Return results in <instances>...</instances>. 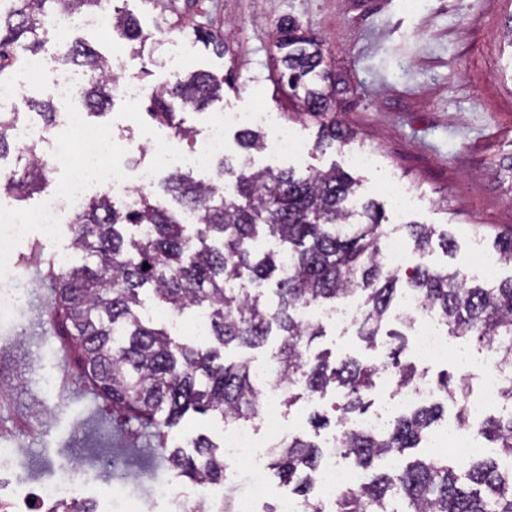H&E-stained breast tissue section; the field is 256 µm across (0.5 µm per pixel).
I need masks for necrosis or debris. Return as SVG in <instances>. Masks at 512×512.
Segmentation results:
<instances>
[{
	"instance_id": "4bbe7bcc",
	"label": "necrosis or debris",
	"mask_w": 512,
	"mask_h": 512,
	"mask_svg": "<svg viewBox=\"0 0 512 512\" xmlns=\"http://www.w3.org/2000/svg\"><path fill=\"white\" fill-rule=\"evenodd\" d=\"M48 82L53 99L61 108L59 121L46 127L31 119L16 128L18 147L29 141H39L44 146L41 158L51 169H64L59 187L43 194L37 207L20 213L11 220L0 223V242L9 243L26 238L32 228L43 232H57L65 216L80 210L91 198L106 194L121 199L125 207H134L140 196L151 189L161 171L167 169L207 171L225 154L224 128H239L268 124L270 115L258 108L245 106L226 112L210 124L202 142L191 149H184L180 135L152 138L151 142L128 136H117L112 126L88 121L79 107L81 88L70 71L59 69L47 73L43 59L30 60L25 68V79L0 87V104L20 108L30 85ZM150 151L151 159L134 171H127L128 156L136 151ZM400 315L412 316V361L426 364L438 357L452 355L461 376H468L473 363L469 353L461 347L449 348L446 330L435 314L422 308L411 296L405 297ZM253 373L263 389L261 409L256 421L243 422L224 432V460L231 478L237 479L244 468L263 469L269 450L287 440L290 431L279 406L288 388L283 383L274 364L254 367ZM512 381V364L493 355H486L477 394L469 396L471 416L481 417L497 411L503 403L502 389ZM442 392L434 382L418 380L411 386L397 388L381 411L361 414L353 418L350 428L377 431L384 427L388 416L416 409L441 398ZM340 434L325 438L320 457V478L317 503L320 512H336L339 492L359 487L364 475L358 468L347 464L341 457ZM65 477L42 487L38 494L16 489L9 502L11 512H24L31 497L43 503H71L76 501L86 482L81 467L66 464ZM155 497L163 501L165 512H225L229 503L223 490L205 487L190 490L175 483L160 486Z\"/></svg>"
}]
</instances>
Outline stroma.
<instances>
[{"label": "stroma", "mask_w": 512, "mask_h": 512, "mask_svg": "<svg viewBox=\"0 0 512 512\" xmlns=\"http://www.w3.org/2000/svg\"><path fill=\"white\" fill-rule=\"evenodd\" d=\"M184 16L190 24L229 29L228 51L206 48L189 33L170 37L156 57L130 52L116 36L87 43L117 63L121 79L149 88L197 71L223 79L222 100L182 115L194 141L202 140L211 112L264 106L302 151L253 153L254 169L344 170L358 181L362 198L379 204L400 239H407L410 223L433 224L453 237L452 252L434 248L421 256L423 264L471 270L475 252L493 253L495 239L512 233V175L499 169L512 156V38L506 34L512 0H425L416 12L405 0H199ZM288 16L323 43L329 69L348 79L336 105L337 119L358 133L348 145L317 150L318 121L295 112L277 90L271 54L277 26ZM355 151L369 155L370 165L354 166ZM392 180L409 191L403 208L386 193ZM62 254L82 259L66 228L0 250V289L19 282L29 290L0 319V446L16 452L5 486L36 490L61 479L62 463L75 460L94 489L119 484L151 499L154 486L173 477L165 453L137 421L116 427L111 406L86 393L70 341L50 319L53 292L44 264ZM311 350L376 364L384 357L383 349L330 324ZM335 397L331 389L317 404L301 399L281 412L298 435L317 441L327 432L313 430L308 418L330 413ZM113 453L123 455L127 480L100 465Z\"/></svg>", "instance_id": "stroma-1"}]
</instances>
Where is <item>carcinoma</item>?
<instances>
[{
	"label": "carcinoma",
	"mask_w": 512,
	"mask_h": 512,
	"mask_svg": "<svg viewBox=\"0 0 512 512\" xmlns=\"http://www.w3.org/2000/svg\"><path fill=\"white\" fill-rule=\"evenodd\" d=\"M148 2L159 18L152 36L133 15L119 9L112 14L113 31L133 53L142 52L153 36L186 30L179 0ZM101 6L102 0H0V80L8 79L14 62L39 53L40 34L52 16L85 15ZM193 34L216 52H226L221 32L196 26ZM275 48L281 90L303 114L322 119L316 148L354 139L356 133L332 116L336 95L346 90L347 82L340 75L331 77L323 67L322 44L300 33L296 20L288 17L278 25ZM69 62L88 75L82 95L89 115H105L112 104V62L81 41L73 43ZM219 90L211 75L194 72L172 85L152 88L147 111L189 139L192 130L175 121L176 113L208 107L221 98ZM15 126L16 113L0 111V158L15 148ZM237 140L250 153L262 150L264 135L247 128ZM27 151L28 164L0 180V193L26 198L46 182L50 171L41 163L38 146ZM217 171L221 181L232 177L229 189L181 171L170 173L161 182L160 195L169 198L172 207L160 204L152 192L131 209L115 206L108 195L92 199L70 222L72 245L85 262L64 271L55 270L52 262L48 268L54 290L51 312L75 340L86 378L116 411L155 428L176 476L203 485L224 482V452L208 438L193 440L190 453L169 443L172 428L188 411L209 412L225 424L256 416L261 388L250 363L225 359L223 349L259 348L277 332L271 359L288 382V391L298 388L309 397H321L336 385L338 424L366 410L364 394L374 385L378 368L390 372L398 386L417 382L413 365L401 360L402 333L386 329L402 279L420 304L440 317L448 337L468 336L512 362V278L475 283L461 268L425 265L403 275L386 270L379 260L387 234L383 215L374 202L357 197V183L340 170L299 177L291 169L255 171L246 155L220 160ZM186 212L195 215V223H184ZM407 228L421 252L430 249L435 237L445 249L452 247L448 233L432 224ZM260 236L271 248H255ZM495 244L497 262L512 265V235ZM145 263L149 268H143ZM246 283L254 285V291L244 288ZM270 283L274 304L260 291ZM148 292L178 314L206 310L208 344L180 342L166 328L151 325L143 299ZM352 294L358 295L363 312L357 335L367 346H376L386 336L400 340L380 367L311 353V343L323 335V327L296 317L301 306L332 305ZM436 384L448 400L456 401L459 422L467 423L463 385L448 372ZM442 414V405L435 403L391 417L377 433L344 432L343 451L372 476L339 494L337 512H387L393 494L407 503L403 512H512V472L499 466V459L512 457V414H489L480 426V434L496 449L495 458L473 456L460 465L424 454L404 461L407 451L428 439ZM319 455L314 441L296 436L269 458L292 491L307 502L308 512H316L312 491ZM391 456L398 458L399 468H381L383 459Z\"/></svg>",
	"instance_id": "obj_1"
}]
</instances>
